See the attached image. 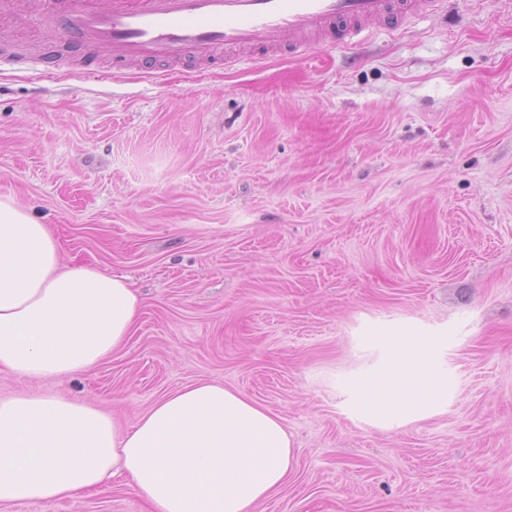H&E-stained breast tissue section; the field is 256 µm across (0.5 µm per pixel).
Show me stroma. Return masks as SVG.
<instances>
[{"label": "stroma", "mask_w": 512, "mask_h": 512, "mask_svg": "<svg viewBox=\"0 0 512 512\" xmlns=\"http://www.w3.org/2000/svg\"><path fill=\"white\" fill-rule=\"evenodd\" d=\"M14 0L0 42L51 40ZM15 69L0 56V196L36 209L67 264L141 300L118 351L0 398L88 400L133 425L224 384L299 450L252 512H512V0H444L357 49L156 80ZM417 336L451 384L385 427L347 385ZM0 512H149L124 477Z\"/></svg>", "instance_id": "stroma-1"}]
</instances>
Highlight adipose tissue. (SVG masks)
<instances>
[{
    "label": "adipose tissue",
    "instance_id": "adipose-tissue-1",
    "mask_svg": "<svg viewBox=\"0 0 512 512\" xmlns=\"http://www.w3.org/2000/svg\"><path fill=\"white\" fill-rule=\"evenodd\" d=\"M51 225L0 196V369L30 379L78 373L120 348L139 300L124 278L66 265ZM349 387L350 405L390 425L433 413L448 376L415 336ZM280 419L238 391L197 382L166 394L128 429L94 403L0 400V505L54 501L124 474L152 512H250L294 472Z\"/></svg>",
    "mask_w": 512,
    "mask_h": 512
}]
</instances>
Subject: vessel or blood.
<instances>
[{"instance_id":"vessel-or-blood-1","label":"vessel or blood","mask_w":512,"mask_h":512,"mask_svg":"<svg viewBox=\"0 0 512 512\" xmlns=\"http://www.w3.org/2000/svg\"><path fill=\"white\" fill-rule=\"evenodd\" d=\"M443 0H46L40 19L48 34L85 48L84 69L99 58L112 73L135 62L146 74L160 64L212 68L330 46L355 47L364 30L382 22L398 28Z\"/></svg>"}]
</instances>
